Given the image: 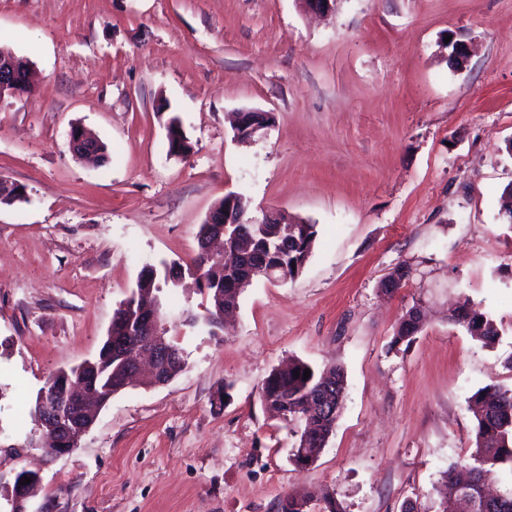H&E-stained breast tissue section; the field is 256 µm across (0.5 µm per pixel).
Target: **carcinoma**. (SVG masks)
Listing matches in <instances>:
<instances>
[{"instance_id": "1", "label": "carcinoma", "mask_w": 512, "mask_h": 512, "mask_svg": "<svg viewBox=\"0 0 512 512\" xmlns=\"http://www.w3.org/2000/svg\"><path fill=\"white\" fill-rule=\"evenodd\" d=\"M317 238L314 224H242L236 232L224 236V251L239 254L237 263L226 269L224 264L199 257L184 263L185 270L195 269L198 279L206 283L209 306L201 314H193L190 325L214 330L213 318L227 305L238 302L239 292L234 283L245 278L260 277L259 270L264 259L283 266L280 276L293 279L297 270L303 268L312 252ZM151 287L145 289L136 284L131 295L117 312L135 314L143 305L158 304L157 293L161 286L175 287L167 281V265L150 272ZM453 322L462 326L473 338L490 345L498 337L495 321L488 314L473 307L456 311ZM422 327L414 323L413 314L406 313L398 321L392 346L411 344ZM94 366L81 371H71L70 385L82 389L91 397L105 402L110 399L108 381H117L122 370L119 357H109L105 348H100L93 360ZM310 377L304 378V371ZM299 376H294V372ZM324 384L332 387L333 403L342 404L345 378L341 369L330 367L317 370L310 364L291 359L288 365L273 369L260 389L263 404L273 410L285 423H301L297 452L305 458L297 464L306 467L315 461L324 441L332 434L338 416L333 410L325 411L314 406L315 393ZM475 403L476 436L475 447L469 458L460 466L446 471L448 489L465 496L472 504V512H512V491L505 493L488 508L485 501L484 484L497 474L496 467L505 462L512 463V389L489 386L473 395ZM277 512H344L334 496L322 495L298 498L291 494L280 497Z\"/></svg>"}]
</instances>
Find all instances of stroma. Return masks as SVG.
I'll return each instance as SVG.
<instances>
[{"label": "stroma", "instance_id": "35a3bbf8", "mask_svg": "<svg viewBox=\"0 0 512 512\" xmlns=\"http://www.w3.org/2000/svg\"><path fill=\"white\" fill-rule=\"evenodd\" d=\"M448 36L470 49L463 70ZM0 46L36 85L0 100V179L26 193L0 204V476L40 469L30 512H275L319 489L344 512H440L475 443L471 396L512 389V0H338L325 16L300 0H0ZM245 111L273 122L241 143ZM77 124L105 162L73 157ZM230 191L316 224L299 275L255 279L220 336L177 320L203 294L163 290L184 370L112 395L70 454L26 447L49 375L97 354L143 267L193 256ZM464 303L495 320L493 345L449 321ZM415 306L421 332L392 347ZM291 358L345 375L304 468L297 426L259 397Z\"/></svg>", "mask_w": 512, "mask_h": 512}]
</instances>
